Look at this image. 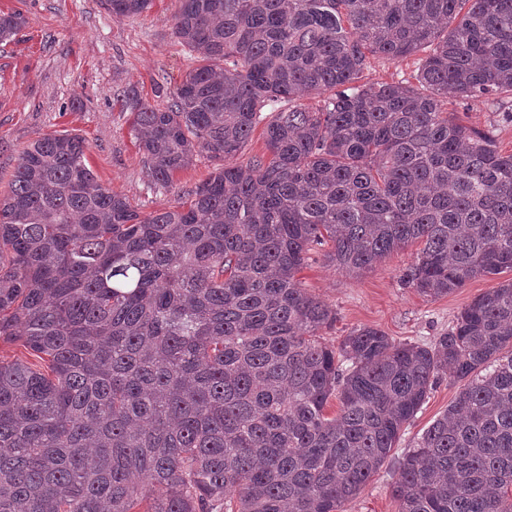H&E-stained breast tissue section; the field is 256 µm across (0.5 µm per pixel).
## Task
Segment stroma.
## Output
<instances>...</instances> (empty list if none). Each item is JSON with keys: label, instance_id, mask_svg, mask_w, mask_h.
<instances>
[{"label": "stroma", "instance_id": "1", "mask_svg": "<svg viewBox=\"0 0 512 512\" xmlns=\"http://www.w3.org/2000/svg\"><path fill=\"white\" fill-rule=\"evenodd\" d=\"M176 0H152L141 16L118 19L103 0H0V13L22 12L26 23L9 44L0 47V192H6L20 152L43 133L83 137L86 160L98 183L123 195L142 214L187 196L220 160L197 153L177 171L169 191L151 189L143 158L131 134V115L123 97L137 92L152 105L165 104L155 85L175 89L196 65L173 34ZM418 56L402 60L369 58L359 81L411 83ZM456 122L491 133L502 154L512 153V121L492 100L462 106L448 104ZM419 243L388 255L374 269L352 275L328 263L322 251L311 252L298 275L307 291L336 314L321 340L339 345L353 329H381L398 342L431 344L448 331L457 315L478 295L505 281L512 271L476 277L452 294L427 297L404 285ZM460 385L442 376L415 418L407 424L390 457L344 512H398L391 495L399 460L451 405Z\"/></svg>", "mask_w": 512, "mask_h": 512}]
</instances>
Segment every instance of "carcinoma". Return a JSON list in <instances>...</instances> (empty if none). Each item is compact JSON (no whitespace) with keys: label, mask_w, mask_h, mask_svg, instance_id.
I'll list each match as a JSON object with an SVG mask.
<instances>
[{"label":"carcinoma","mask_w":512,"mask_h":512,"mask_svg":"<svg viewBox=\"0 0 512 512\" xmlns=\"http://www.w3.org/2000/svg\"><path fill=\"white\" fill-rule=\"evenodd\" d=\"M24 24L1 13L0 45ZM173 33L198 65L163 106L125 95L148 177L223 167L142 215L82 137L43 134L0 195V337L46 363L0 361V512H342L447 372L399 512H512V281L430 347H331L297 279L317 247L360 273L417 240L426 296L512 270V154L446 108L512 99V0H178ZM425 48L418 86L355 85L367 56ZM267 110L271 159L233 163Z\"/></svg>","instance_id":"carcinoma-1"}]
</instances>
